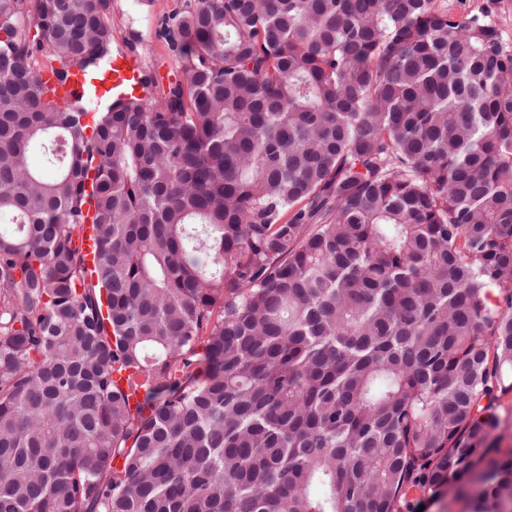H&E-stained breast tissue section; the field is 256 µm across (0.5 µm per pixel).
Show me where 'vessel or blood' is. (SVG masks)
Instances as JSON below:
<instances>
[{
  "mask_svg": "<svg viewBox=\"0 0 512 512\" xmlns=\"http://www.w3.org/2000/svg\"><path fill=\"white\" fill-rule=\"evenodd\" d=\"M141 71V65L135 56L120 52L113 55L109 67L99 76L91 78L75 69L66 81H58L49 73L45 74L44 80L53 89L55 96L61 99L90 91L99 97L108 93L120 95L127 91L140 97L144 94L140 85Z\"/></svg>",
  "mask_w": 512,
  "mask_h": 512,
  "instance_id": "1",
  "label": "vessel or blood"
}]
</instances>
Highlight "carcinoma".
Returning <instances> with one entry per match:
<instances>
[{
	"mask_svg": "<svg viewBox=\"0 0 512 512\" xmlns=\"http://www.w3.org/2000/svg\"><path fill=\"white\" fill-rule=\"evenodd\" d=\"M109 4L0 0V512H399L462 481L512 512V453L481 468L512 391L496 27L197 0L164 22L178 79L91 113L36 57L98 71Z\"/></svg>",
	"mask_w": 512,
	"mask_h": 512,
	"instance_id": "obj_1",
	"label": "carcinoma"
}]
</instances>
